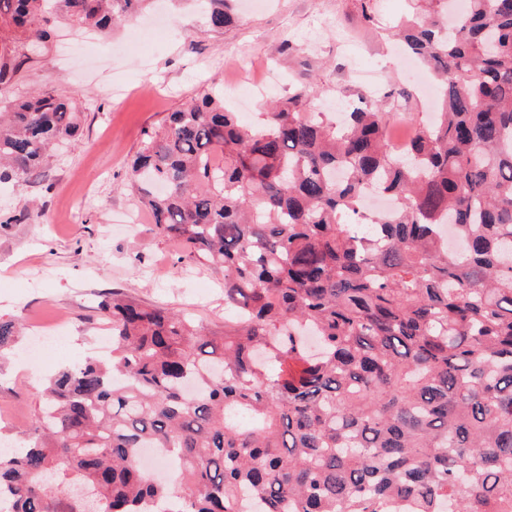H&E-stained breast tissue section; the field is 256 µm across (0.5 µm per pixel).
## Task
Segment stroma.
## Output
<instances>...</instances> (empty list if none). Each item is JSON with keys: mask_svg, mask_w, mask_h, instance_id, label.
<instances>
[{"mask_svg": "<svg viewBox=\"0 0 512 512\" xmlns=\"http://www.w3.org/2000/svg\"><path fill=\"white\" fill-rule=\"evenodd\" d=\"M172 31L126 21L110 35L83 38V53L62 52L70 31L49 26L45 45L16 80L0 87V105L34 90L72 99L81 134L59 147L34 177L0 184V318L22 325L0 351V430L22 437L42 406L39 379L103 353L109 319L100 302L119 290L192 316L205 330L224 325V270L186 259L142 213L126 172L147 133L167 113L204 90L245 119L258 120L265 100L286 99L299 82L318 85L315 111L332 112L357 98L359 70L377 72L385 111L426 120L436 101L422 76L402 59L390 28L408 0H267L211 31L192 0H168ZM279 81L253 94L267 70ZM66 318L60 345L34 365L17 354L36 325Z\"/></svg>", "mask_w": 512, "mask_h": 512, "instance_id": "35a3bbf8", "label": "stroma"}]
</instances>
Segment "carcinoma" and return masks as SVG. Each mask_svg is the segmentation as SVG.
Instances as JSON below:
<instances>
[{"mask_svg": "<svg viewBox=\"0 0 512 512\" xmlns=\"http://www.w3.org/2000/svg\"><path fill=\"white\" fill-rule=\"evenodd\" d=\"M211 30L236 0H201ZM408 52L440 112L390 145L373 100L345 124L303 85L257 124L204 91L168 113L128 170L167 240L224 269L207 335L119 291L101 302L112 361L49 378L30 431L0 452V512H512V0H413ZM151 0H0L15 80L44 26L105 30ZM79 112L39 91L0 112V181L76 139ZM392 209L368 214L367 191ZM456 226L459 244L440 239ZM308 329L321 350L309 354ZM140 448L179 462L150 478Z\"/></svg>", "mask_w": 512, "mask_h": 512, "instance_id": "1", "label": "carcinoma"}]
</instances>
